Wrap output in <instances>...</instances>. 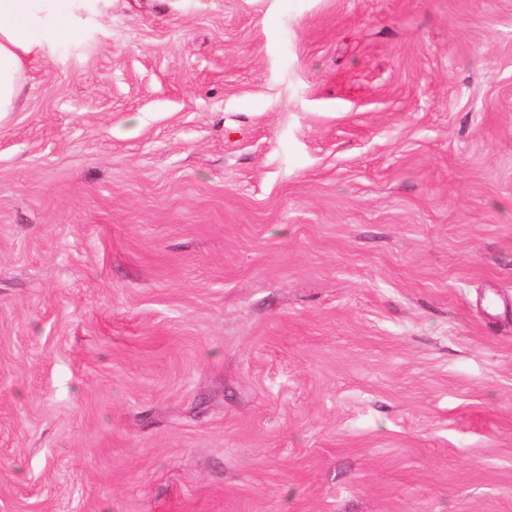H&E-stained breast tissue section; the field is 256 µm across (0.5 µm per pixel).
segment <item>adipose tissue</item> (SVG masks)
I'll return each mask as SVG.
<instances>
[{"label": "adipose tissue", "instance_id": "adipose-tissue-1", "mask_svg": "<svg viewBox=\"0 0 512 512\" xmlns=\"http://www.w3.org/2000/svg\"><path fill=\"white\" fill-rule=\"evenodd\" d=\"M88 0H0V120L14 112L20 75L47 46L75 33L74 17Z\"/></svg>", "mask_w": 512, "mask_h": 512}]
</instances>
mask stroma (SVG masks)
<instances>
[{
	"mask_svg": "<svg viewBox=\"0 0 512 512\" xmlns=\"http://www.w3.org/2000/svg\"><path fill=\"white\" fill-rule=\"evenodd\" d=\"M0 121V512H512V0H110Z\"/></svg>",
	"mask_w": 512,
	"mask_h": 512,
	"instance_id": "stroma-1",
	"label": "stroma"
}]
</instances>
